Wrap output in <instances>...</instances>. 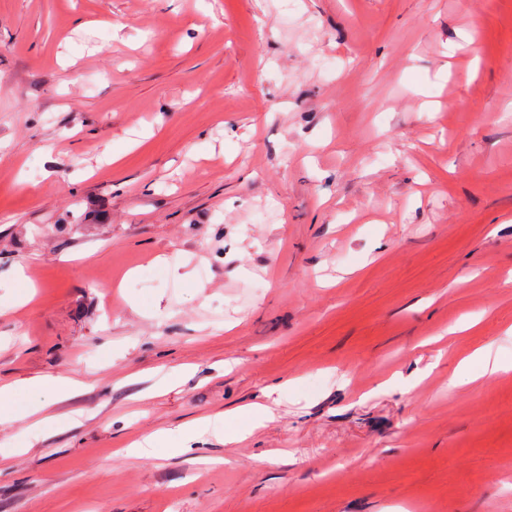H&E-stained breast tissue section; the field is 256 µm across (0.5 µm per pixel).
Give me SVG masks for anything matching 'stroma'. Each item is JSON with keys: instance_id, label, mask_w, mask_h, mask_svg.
<instances>
[{"instance_id": "35a3bbf8", "label": "stroma", "mask_w": 512, "mask_h": 512, "mask_svg": "<svg viewBox=\"0 0 512 512\" xmlns=\"http://www.w3.org/2000/svg\"><path fill=\"white\" fill-rule=\"evenodd\" d=\"M483 346L512 0H0V512H512ZM478 365L482 375H493L501 371L512 369V363L493 355L488 347L479 348L459 364L458 371L448 379V386L455 387L471 377V368ZM249 425L245 428L232 427L224 436L225 443H236L251 434L255 429L264 425V422L273 420V413L266 405H257L246 412Z\"/></svg>"}]
</instances>
